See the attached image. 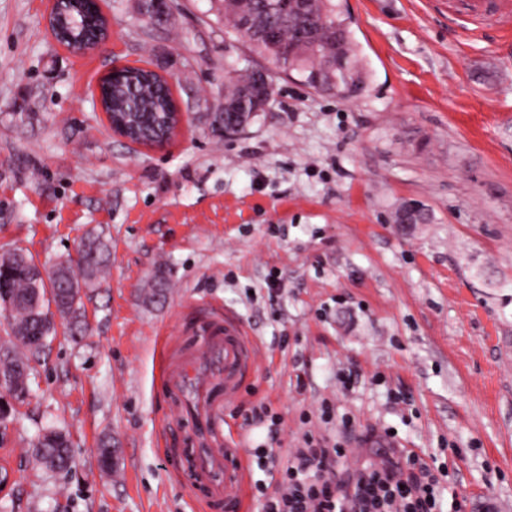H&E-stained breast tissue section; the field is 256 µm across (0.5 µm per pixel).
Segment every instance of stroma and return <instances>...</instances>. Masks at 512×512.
Returning a JSON list of instances; mask_svg holds the SVG:
<instances>
[{
    "label": "stroma",
    "instance_id": "35a3bbf8",
    "mask_svg": "<svg viewBox=\"0 0 512 512\" xmlns=\"http://www.w3.org/2000/svg\"><path fill=\"white\" fill-rule=\"evenodd\" d=\"M456 2L341 0L368 83L344 100L227 34L211 0H170L165 24L101 0L108 50L85 56L52 37L49 0H0V255L49 269L91 233L111 250L85 332L57 321L0 418V512H204L162 445L159 374L214 309L258 350L227 409L245 448L284 455L346 418L424 453L444 512H512V24ZM113 63L169 77L189 122L166 147L94 110ZM230 66L266 73L273 100L228 134ZM410 203L426 221L395 223ZM259 404L281 424L249 421ZM48 427L69 472L31 458Z\"/></svg>",
    "mask_w": 512,
    "mask_h": 512
}]
</instances>
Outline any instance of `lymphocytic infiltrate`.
<instances>
[{
    "label": "lymphocytic infiltrate",
    "mask_w": 512,
    "mask_h": 512,
    "mask_svg": "<svg viewBox=\"0 0 512 512\" xmlns=\"http://www.w3.org/2000/svg\"><path fill=\"white\" fill-rule=\"evenodd\" d=\"M347 453L307 436L286 460L284 492L266 498L262 512H443L440 482L414 451L383 449L340 479L335 469Z\"/></svg>",
    "instance_id": "lymphocytic-infiltrate-1"
}]
</instances>
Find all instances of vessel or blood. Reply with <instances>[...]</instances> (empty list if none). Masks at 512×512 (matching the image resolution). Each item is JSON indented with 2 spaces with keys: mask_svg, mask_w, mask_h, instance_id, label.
<instances>
[{
  "mask_svg": "<svg viewBox=\"0 0 512 512\" xmlns=\"http://www.w3.org/2000/svg\"><path fill=\"white\" fill-rule=\"evenodd\" d=\"M193 345L164 359L162 388L185 421L176 451L193 493L210 512H244L236 493L247 475L241 439L224 433L227 405L254 372V344L234 318L195 322Z\"/></svg>",
  "mask_w": 512,
  "mask_h": 512,
  "instance_id": "vessel-or-blood-1",
  "label": "vessel or blood"
}]
</instances>
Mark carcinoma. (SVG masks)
Instances as JSON below:
<instances>
[{
	"label": "carcinoma",
	"instance_id": "1",
	"mask_svg": "<svg viewBox=\"0 0 512 512\" xmlns=\"http://www.w3.org/2000/svg\"><path fill=\"white\" fill-rule=\"evenodd\" d=\"M271 0H253V13L245 16L237 0H223L217 10L224 14L229 32L248 42L254 51L275 59L285 71L302 75L313 88L351 100L366 88L361 60L356 52L349 23L335 0H313L297 7L282 19L265 11ZM79 30L87 38L95 36L99 19L88 11L77 13ZM255 82L254 73L230 70L226 75L225 101L235 100ZM106 111L116 114L143 137H158L167 128L172 111L170 92L155 77L138 73L122 74L108 81L105 92ZM107 248L102 239H87L85 266L74 271L69 263L56 265L48 279L35 277L36 266L26 255L0 264V280L8 289L11 307L7 312L11 336L0 347V373L6 386L22 402L28 393L30 362L39 358L45 345L37 337L49 336L51 328L42 323L43 310L55 305L61 315L73 311L79 303V286L104 278ZM38 464L68 471L74 460L67 436L56 430L39 435L34 443Z\"/></svg>",
	"mask_w": 512,
	"mask_h": 512
}]
</instances>
